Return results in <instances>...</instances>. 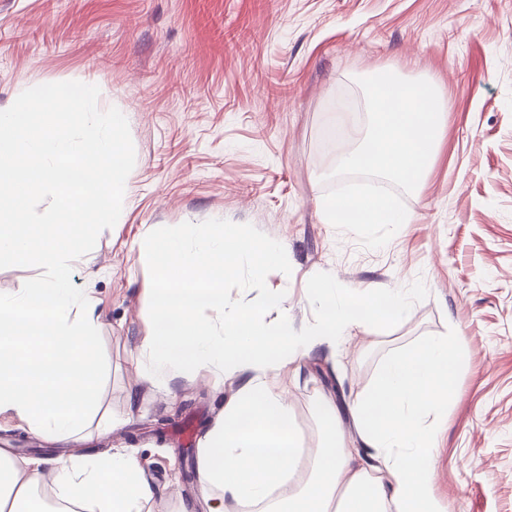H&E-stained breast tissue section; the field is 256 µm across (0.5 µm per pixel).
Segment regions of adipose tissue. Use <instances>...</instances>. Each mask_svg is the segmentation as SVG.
Here are the masks:
<instances>
[{
	"instance_id": "ef3b65f1",
	"label": "adipose tissue",
	"mask_w": 512,
	"mask_h": 512,
	"mask_svg": "<svg viewBox=\"0 0 512 512\" xmlns=\"http://www.w3.org/2000/svg\"><path fill=\"white\" fill-rule=\"evenodd\" d=\"M184 231H170L150 258L154 330L143 339L140 379L168 385L172 369H217L225 378L249 373L199 450L198 481L212 494L209 512H224L225 499L266 503V512H444L433 487L430 420L446 413L457 369L447 337L429 338L415 350L388 361L372 389L357 400L353 419L362 448L334 431L337 412L322 399L318 413L328 429L311 459L310 477L285 499L272 492L299 468L302 451L290 424L288 404L266 382L269 372L300 362L324 340L351 327L394 322L408 305L402 293L336 301L333 284L319 282L324 304L318 328L296 331L287 318L268 324L242 311L222 329L199 320L198 310L224 305V279L246 258L287 264L285 249L256 247L226 225H214L196 248L182 243ZM55 480L80 512H142L153 489L133 456L112 452L57 460ZM43 481L41 469L17 468L0 455V512L23 506Z\"/></svg>"
}]
</instances>
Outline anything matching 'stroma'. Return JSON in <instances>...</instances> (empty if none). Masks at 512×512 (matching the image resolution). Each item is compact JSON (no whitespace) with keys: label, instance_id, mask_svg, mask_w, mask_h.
I'll return each mask as SVG.
<instances>
[{"label":"stroma","instance_id":"stroma-1","mask_svg":"<svg viewBox=\"0 0 512 512\" xmlns=\"http://www.w3.org/2000/svg\"><path fill=\"white\" fill-rule=\"evenodd\" d=\"M382 70L436 83L447 110L438 158L404 198L410 223L368 249L322 223L319 205L339 184L338 153L366 134L365 113L338 111L339 97H362L359 78ZM63 81L97 85L99 109L126 115L136 161L118 222L72 264L104 324L101 409L65 440L1 414L0 448L18 467L39 461L50 489L55 460L124 451L154 490L143 512H207L183 474L244 377L178 370L166 389L138 377L154 317L147 247L180 224H224L281 245L288 265L241 263L209 323L266 313L277 295L296 329L311 328L317 281L407 295L405 318L349 329L269 374L303 455L322 445L320 397L360 446L351 408L382 365L444 336L458 368L434 440L436 496L446 512H512V0H0V109Z\"/></svg>","mask_w":512,"mask_h":512}]
</instances>
